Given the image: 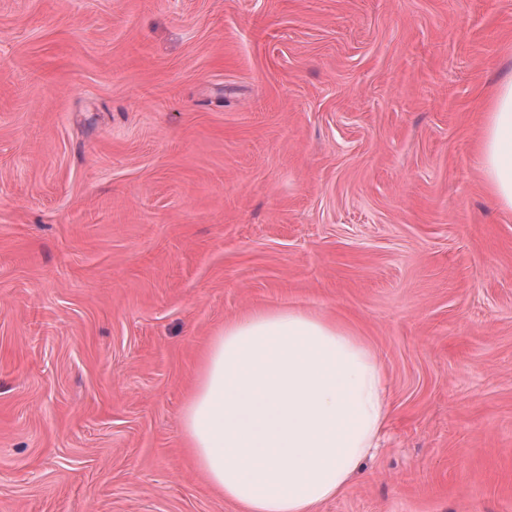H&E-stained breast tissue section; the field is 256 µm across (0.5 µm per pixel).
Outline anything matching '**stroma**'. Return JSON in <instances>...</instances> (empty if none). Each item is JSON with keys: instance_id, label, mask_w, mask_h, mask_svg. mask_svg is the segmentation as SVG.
Wrapping results in <instances>:
<instances>
[{"instance_id": "obj_1", "label": "stroma", "mask_w": 512, "mask_h": 512, "mask_svg": "<svg viewBox=\"0 0 512 512\" xmlns=\"http://www.w3.org/2000/svg\"><path fill=\"white\" fill-rule=\"evenodd\" d=\"M510 50L512 0H0V512H238L181 412L288 305L387 373L319 512H512ZM477 154L486 189L512 210V70L488 101Z\"/></svg>"}]
</instances>
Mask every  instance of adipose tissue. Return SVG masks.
I'll use <instances>...</instances> for the list:
<instances>
[{"mask_svg": "<svg viewBox=\"0 0 512 512\" xmlns=\"http://www.w3.org/2000/svg\"><path fill=\"white\" fill-rule=\"evenodd\" d=\"M477 154L486 189L512 210V71L488 101ZM388 418L384 367L363 337L290 306L225 322L181 414L196 466L240 512H316L346 489Z\"/></svg>", "mask_w": 512, "mask_h": 512, "instance_id": "obj_1", "label": "adipose tissue"}]
</instances>
